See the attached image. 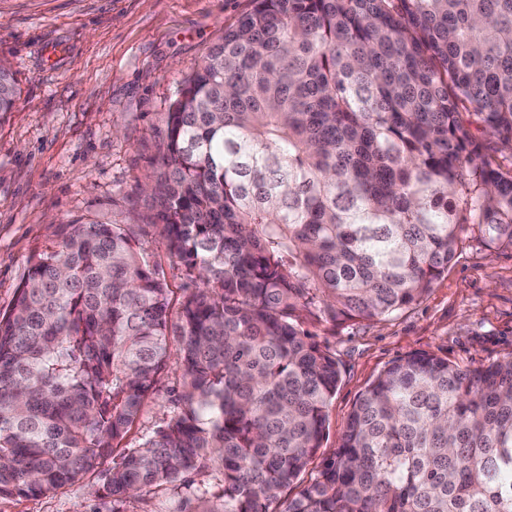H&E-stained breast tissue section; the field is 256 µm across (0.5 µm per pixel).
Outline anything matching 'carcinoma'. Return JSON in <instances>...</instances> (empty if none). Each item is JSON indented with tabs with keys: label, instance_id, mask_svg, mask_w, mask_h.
<instances>
[{
	"label": "carcinoma",
	"instance_id": "1",
	"mask_svg": "<svg viewBox=\"0 0 512 512\" xmlns=\"http://www.w3.org/2000/svg\"><path fill=\"white\" fill-rule=\"evenodd\" d=\"M181 84L142 191L184 276L128 224H69L0 316V497L96 470L156 390L177 412L108 473L112 501L189 487L180 512H512V358L394 361L316 479L340 370L312 319L419 303L466 240L512 249V0H251ZM17 102L0 65V112ZM139 242L141 247L152 255V259L158 263L160 277L166 281L168 288L173 291L171 315L173 319H176L182 297L191 290L184 288L186 279L183 275L182 266L177 258L169 254L164 239L156 232L141 237Z\"/></svg>",
	"mask_w": 512,
	"mask_h": 512
}]
</instances>
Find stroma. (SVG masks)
I'll return each instance as SVG.
<instances>
[{
    "label": "stroma",
    "mask_w": 512,
    "mask_h": 512,
    "mask_svg": "<svg viewBox=\"0 0 512 512\" xmlns=\"http://www.w3.org/2000/svg\"><path fill=\"white\" fill-rule=\"evenodd\" d=\"M251 7V0H0V61L18 101L0 112V313L31 262L63 224L129 223L147 210L136 184L150 172L165 114L182 79ZM141 246L159 265L179 308L182 267L157 233ZM336 357L340 381L328 407L323 455L337 446L370 380L395 360L430 352L460 367L512 355V250L463 248L417 304L380 321L305 323ZM181 369L168 372L125 441L138 445L174 414ZM105 460L44 495L0 497V512H179L186 489L152 487L113 502Z\"/></svg>",
    "instance_id": "stroma-1"
}]
</instances>
